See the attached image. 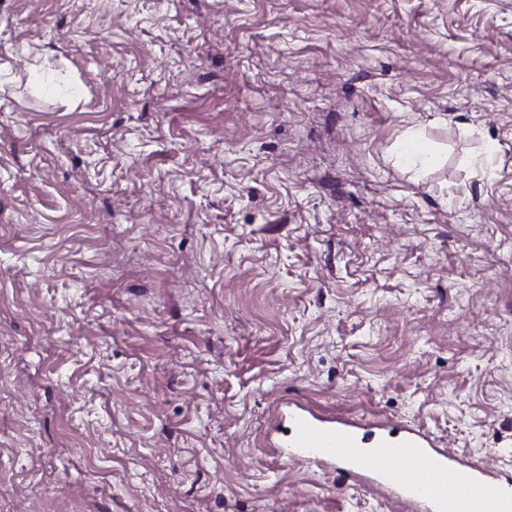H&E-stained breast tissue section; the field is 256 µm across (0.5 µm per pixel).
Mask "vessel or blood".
Wrapping results in <instances>:
<instances>
[{
  "mask_svg": "<svg viewBox=\"0 0 512 512\" xmlns=\"http://www.w3.org/2000/svg\"><path fill=\"white\" fill-rule=\"evenodd\" d=\"M283 445L288 458L327 461L342 476L394 487L413 512H512V476L461 463L415 432L367 437L302 408L289 414Z\"/></svg>",
  "mask_w": 512,
  "mask_h": 512,
  "instance_id": "obj_1",
  "label": "vessel or blood"
}]
</instances>
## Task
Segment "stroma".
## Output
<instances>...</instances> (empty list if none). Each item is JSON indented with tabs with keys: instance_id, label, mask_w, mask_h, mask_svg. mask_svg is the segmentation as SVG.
Wrapping results in <instances>:
<instances>
[{
	"instance_id": "1",
	"label": "stroma",
	"mask_w": 512,
	"mask_h": 512,
	"mask_svg": "<svg viewBox=\"0 0 512 512\" xmlns=\"http://www.w3.org/2000/svg\"><path fill=\"white\" fill-rule=\"evenodd\" d=\"M297 405L512 471V0H0V512H409Z\"/></svg>"
}]
</instances>
